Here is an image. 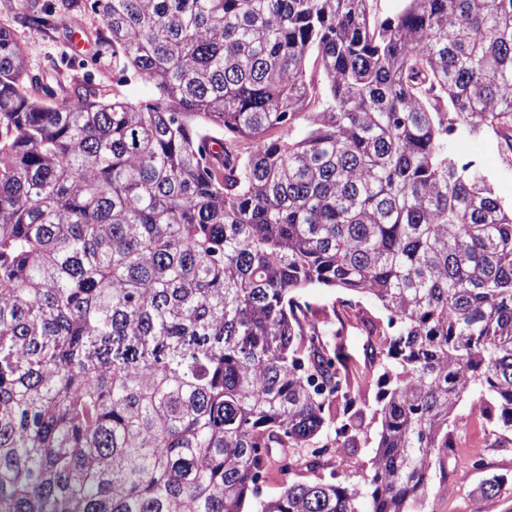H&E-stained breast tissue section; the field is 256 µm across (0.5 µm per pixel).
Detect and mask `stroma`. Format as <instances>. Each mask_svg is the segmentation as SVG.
<instances>
[{
  "label": "stroma",
  "instance_id": "obj_1",
  "mask_svg": "<svg viewBox=\"0 0 512 512\" xmlns=\"http://www.w3.org/2000/svg\"><path fill=\"white\" fill-rule=\"evenodd\" d=\"M81 6L82 37L90 51L76 52L69 42L71 12L64 0H0V26L9 28L25 50L28 69L38 87L51 89L52 102H62L75 83H91L119 93L134 101L151 100L153 86L140 80L116 85L112 73V54L102 51L100 35L103 21L90 7V0H78ZM477 158L490 174L496 193L512 201V166L499 158L491 137L471 138L458 155L459 161ZM328 348L344 346L351 364L374 372L368 336L355 324L346 322L339 333H328ZM365 412L362 431L355 448L341 460V471L367 468L374 455L380 421L374 415L377 388L362 389L359 397ZM443 471L435 475L423 512H512V429L497 422L475 418L454 435V448L444 459ZM502 475L507 479L501 492L492 498L474 497L473 489L485 478Z\"/></svg>",
  "mask_w": 512,
  "mask_h": 512
}]
</instances>
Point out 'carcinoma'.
Returning a JSON list of instances; mask_svg holds the SVG:
<instances>
[{"mask_svg":"<svg viewBox=\"0 0 512 512\" xmlns=\"http://www.w3.org/2000/svg\"><path fill=\"white\" fill-rule=\"evenodd\" d=\"M377 2L92 0L141 102H46L0 27V512H414L465 399L512 428V202L456 159L512 163V0ZM372 382L361 479L262 495L355 447ZM467 158H479L492 178L495 192L505 201H512V166H506L500 160L491 137L478 135L471 138L458 155L461 163ZM308 300L318 307L332 310L333 307H341V301L347 297L338 288H309L306 291ZM336 328L325 336L327 347L335 351L336 345H343L345 351L350 356L351 364L359 367L365 372H374L377 361L372 359L370 339L355 324L353 320L345 321V325L340 329V336L336 337Z\"/></svg>","mask_w":512,"mask_h":512,"instance_id":"obj_1","label":"carcinoma"}]
</instances>
